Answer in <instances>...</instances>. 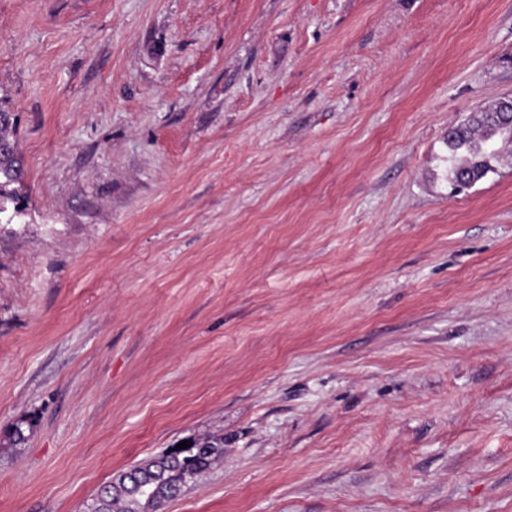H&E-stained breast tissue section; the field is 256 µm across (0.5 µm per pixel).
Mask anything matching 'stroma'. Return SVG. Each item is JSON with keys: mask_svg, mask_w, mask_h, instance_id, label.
Segmentation results:
<instances>
[{"mask_svg": "<svg viewBox=\"0 0 512 512\" xmlns=\"http://www.w3.org/2000/svg\"><path fill=\"white\" fill-rule=\"evenodd\" d=\"M506 95L512 0H0V512L209 436L160 512H512ZM478 112L484 113L479 117L471 114L448 130L445 139L447 155L442 157V161L447 165L448 178L453 186L461 180L472 186L494 172L493 162L499 156L498 143L503 126V138L512 143L511 105L499 102L497 107ZM13 132L14 120L0 127V139L13 144L11 150L8 153H3L0 158V214L6 211L5 204L8 200L18 199L16 190H9V187L23 184L25 175L24 163L18 152Z\"/></svg>", "mask_w": 512, "mask_h": 512, "instance_id": "obj_1", "label": "stroma"}]
</instances>
